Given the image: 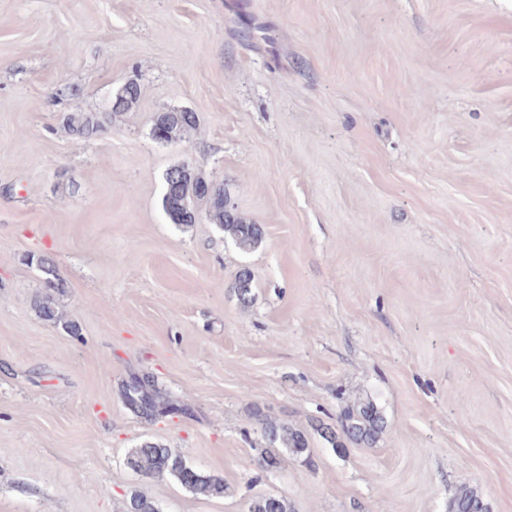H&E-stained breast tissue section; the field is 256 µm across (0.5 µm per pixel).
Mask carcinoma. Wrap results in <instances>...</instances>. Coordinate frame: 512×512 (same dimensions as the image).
Segmentation results:
<instances>
[{
  "instance_id": "obj_1",
  "label": "carcinoma",
  "mask_w": 512,
  "mask_h": 512,
  "mask_svg": "<svg viewBox=\"0 0 512 512\" xmlns=\"http://www.w3.org/2000/svg\"><path fill=\"white\" fill-rule=\"evenodd\" d=\"M141 89L138 83L130 81L121 88L112 103V111L102 113H69L63 117L67 130L82 139H93L101 134L112 121V116L129 110L139 99ZM153 122H160L172 140L182 138L196 129L199 119L196 113L184 110L158 112ZM165 193L162 199L164 212L172 224L189 225L197 222V210L205 206V218L228 234L239 249L247 252L257 248L264 236L261 225L242 217L234 209L224 205V185L206 178L190 167L174 174L165 172ZM36 267L43 274V287L58 290L63 287L53 261L46 255L36 257ZM234 293L240 305L252 304L254 279L251 270L244 266L235 277ZM36 310L47 321H56L58 312L50 295L36 302ZM124 398L128 405L142 418L152 420L163 413L169 403L155 387L151 376L135 378L126 385ZM261 428L269 447L261 449L258 464L265 470L280 466L279 449L310 461L309 442L306 434L294 427L268 418L262 419ZM384 428V420L377 408L371 404L349 410L341 417V430L345 440L372 444ZM127 464L134 472L145 477L175 478L192 492L206 496L224 495V479L207 475L189 465L172 449L147 440L132 449ZM127 512H159L156 503L141 493H134L127 502ZM248 512H290L288 501L276 495H262L252 500ZM450 512H487L482 497L468 487L460 488L450 504Z\"/></svg>"
}]
</instances>
